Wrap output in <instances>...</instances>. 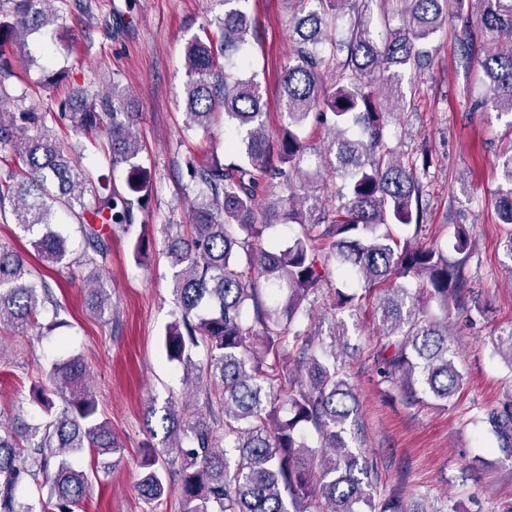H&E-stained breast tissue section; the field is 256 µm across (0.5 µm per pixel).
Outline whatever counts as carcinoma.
Here are the masks:
<instances>
[{
  "instance_id": "carcinoma-1",
  "label": "carcinoma",
  "mask_w": 512,
  "mask_h": 512,
  "mask_svg": "<svg viewBox=\"0 0 512 512\" xmlns=\"http://www.w3.org/2000/svg\"><path fill=\"white\" fill-rule=\"evenodd\" d=\"M350 0H318L319 10L295 20L293 57L282 78L280 106L286 119L277 140L270 139L265 101L255 76L223 67L220 56L239 51L253 27L237 8L224 11L217 30L204 29L186 46V115L189 128L208 131L216 111L224 110L231 129L228 150L236 160L190 165L198 193L191 205L190 233H171L163 243L172 268L179 307L166 327L162 347L182 368L184 384L204 391V407L168 399L145 412L149 441L140 460V496L151 505L175 492L179 512H425L409 509L391 495L378 498L373 465L351 446L358 425V402L336 353L347 335L342 314L353 316L362 297L334 291L327 348L302 328L312 318L310 297L322 290L329 264L342 275L383 289L376 312L386 342L376 350L377 372L409 404L425 400L447 406L463 385L454 361L448 318L430 315L419 294L486 317L490 307L474 295L468 261L472 243L465 226L455 228L448 261L441 245L420 242L423 186L417 165L404 163L388 146L389 119L404 111L405 75L424 57L422 45L448 20L449 9L462 19L459 45L465 60L478 55L488 91L486 102L512 115V0H401V26L381 36L364 17L346 39H327L329 20ZM0 11V73L9 72L29 34H60L66 0H13ZM482 44L477 46L472 30ZM336 64V84L323 81L327 58ZM60 118L92 138L114 165L127 170L128 192L96 190L86 171L73 164L70 147L48 124V113L34 109L0 113V152L14 165L0 173V209L12 206L15 223L31 236L37 255L73 272L102 269L109 238L94 227L97 219L122 228L133 225L135 210L148 199L147 177L139 162L141 146L133 127L138 113L117 87L110 94L71 91ZM315 119L331 123L329 152L343 179L341 205L326 211L317 197L297 195L295 179L312 175L299 130ZM504 187L495 199L500 220L512 225V154L502 160ZM288 178V197L269 194L259 205L260 186ZM272 223L297 224L288 246L264 244L269 225L257 223L258 207ZM66 212L82 224L86 248L71 256L54 228ZM412 229L404 241L391 227ZM92 308L112 314V297L102 278L89 289ZM272 298L274 305L266 303ZM60 305L20 254L0 246V328L24 329L47 307ZM494 352L512 366V326L493 339ZM29 402L47 419L25 420V401L10 422L0 424V512H78L89 475L73 457L87 448L97 470L121 453L110 422L98 414L81 359L55 361L31 385ZM287 413L279 416L281 407ZM160 418L163 437L153 419ZM499 447L512 456V401L488 418ZM313 430L319 445L308 444ZM32 482L38 499L20 500L18 487Z\"/></svg>"
}]
</instances>
